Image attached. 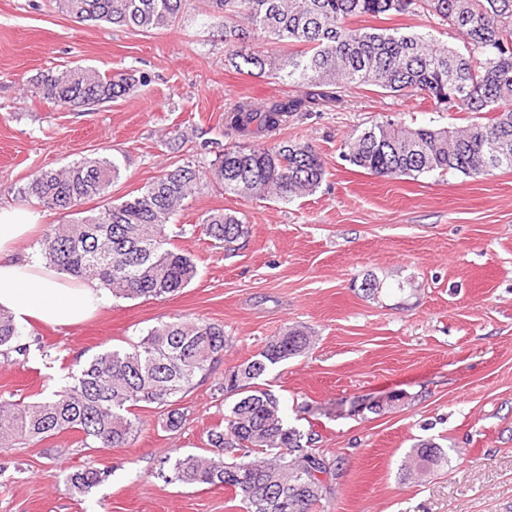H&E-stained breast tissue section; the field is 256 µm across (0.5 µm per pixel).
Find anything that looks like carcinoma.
<instances>
[{"label": "carcinoma", "mask_w": 512, "mask_h": 512, "mask_svg": "<svg viewBox=\"0 0 512 512\" xmlns=\"http://www.w3.org/2000/svg\"><path fill=\"white\" fill-rule=\"evenodd\" d=\"M75 21L105 22L143 33L179 22L185 0H54ZM207 17L224 28L225 60L248 75L267 76L308 89V101L256 103L227 110L226 124L243 136L278 129L305 103L339 102L345 92L374 86L394 97L430 99L440 112H468L465 126L410 127L386 120L362 129L343 144L342 157L386 178L459 173L479 178L512 169V0H205ZM429 15L466 37L465 51L429 34L358 26L359 18ZM259 34L288 47L267 56L250 47ZM146 83L126 73L102 75L75 66L36 79L31 92L58 107L90 109L115 101ZM325 161L310 144L284 140L271 146H224L209 174L226 194L288 202L312 193L325 176ZM109 157H84L35 175L25 196L69 219L38 242L50 264L77 280H95L123 299H164L186 288L197 274L190 256L168 235L171 219L195 192L199 171L171 166L135 196L89 210L120 178ZM202 231L228 249L245 238L237 216L203 215ZM224 325L177 319L154 326L122 349L88 362L71 381L31 402L0 396V457L18 445L73 432L82 448H124L142 425L139 412L153 409L164 428H181L178 402L206 380L224 356ZM311 337L290 329L272 338L254 358L224 374L220 394L237 399L222 422L206 431L205 454H177L160 462L158 476L187 486L234 491L243 512H312L330 491L333 464L312 448V434L288 425L281 400L249 385L267 369L303 354ZM13 316L0 309V354L26 356ZM448 463L433 442L412 448L405 469L428 474ZM104 473L87 467L66 477L70 489L88 494Z\"/></svg>", "instance_id": "carcinoma-1"}]
</instances>
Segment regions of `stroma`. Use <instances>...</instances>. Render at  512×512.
<instances>
[{"mask_svg":"<svg viewBox=\"0 0 512 512\" xmlns=\"http://www.w3.org/2000/svg\"><path fill=\"white\" fill-rule=\"evenodd\" d=\"M203 8L188 0L178 25L141 33L75 22L53 0H0V207L36 208L22 193L33 174L92 154L119 160L115 200L175 163L207 172L240 139L225 124L233 103L303 96L225 64L224 37ZM74 65L150 81L90 110L31 95L39 74ZM386 119L448 123L430 101L372 86L292 113L262 142L313 145L326 166L316 192L285 203L201 180L169 228L198 267L187 288L167 299H112L78 325L23 327V340L41 345L23 360L0 355V394L28 400L176 318L222 324L227 343L212 375L182 398L178 431H165L149 409L125 448L88 450L67 433L13 449L0 512H243L224 489L169 484L156 471L162 458L204 446L224 415L213 389L225 371L291 328L309 332L310 348L258 384L285 403L290 425L316 431L315 448L338 464L313 512H512V170L388 179L342 159L354 131ZM212 210L245 222L236 250L202 233ZM367 279L379 283L376 294L362 291ZM421 439L448 454L425 477L401 468ZM88 466L109 475L82 496L66 477Z\"/></svg>","mask_w":512,"mask_h":512,"instance_id":"35a3bbf8","label":"stroma"}]
</instances>
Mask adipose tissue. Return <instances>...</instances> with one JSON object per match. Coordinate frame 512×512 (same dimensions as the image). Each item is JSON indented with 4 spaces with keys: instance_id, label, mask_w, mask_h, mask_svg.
<instances>
[{
    "instance_id": "ef3b65f1",
    "label": "adipose tissue",
    "mask_w": 512,
    "mask_h": 512,
    "mask_svg": "<svg viewBox=\"0 0 512 512\" xmlns=\"http://www.w3.org/2000/svg\"><path fill=\"white\" fill-rule=\"evenodd\" d=\"M39 213L0 207V308L18 324L37 319L75 325L92 317L107 299L95 281L77 282L45 265L41 255H19L17 246L39 225Z\"/></svg>"
}]
</instances>
